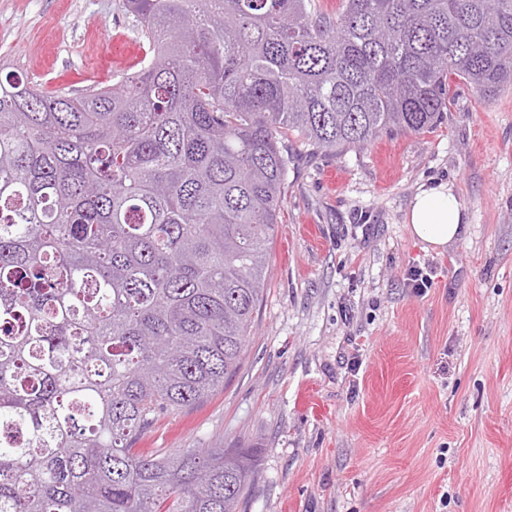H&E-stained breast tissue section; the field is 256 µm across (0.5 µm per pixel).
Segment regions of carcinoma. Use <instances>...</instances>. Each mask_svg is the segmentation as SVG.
I'll use <instances>...</instances> for the list:
<instances>
[{"mask_svg": "<svg viewBox=\"0 0 512 512\" xmlns=\"http://www.w3.org/2000/svg\"><path fill=\"white\" fill-rule=\"evenodd\" d=\"M122 0L141 68L0 77V512H239L256 448L143 455L236 372L292 161L512 82V0Z\"/></svg>", "mask_w": 512, "mask_h": 512, "instance_id": "obj_1", "label": "carcinoma"}]
</instances>
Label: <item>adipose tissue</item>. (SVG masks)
<instances>
[{
  "label": "adipose tissue",
  "mask_w": 512,
  "mask_h": 512,
  "mask_svg": "<svg viewBox=\"0 0 512 512\" xmlns=\"http://www.w3.org/2000/svg\"><path fill=\"white\" fill-rule=\"evenodd\" d=\"M413 237L436 249L461 240L467 229L466 209L452 183L435 181L419 188L405 215Z\"/></svg>",
  "instance_id": "obj_1"
}]
</instances>
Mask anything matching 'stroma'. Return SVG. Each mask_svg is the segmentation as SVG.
<instances>
[{"mask_svg":"<svg viewBox=\"0 0 512 512\" xmlns=\"http://www.w3.org/2000/svg\"><path fill=\"white\" fill-rule=\"evenodd\" d=\"M120 3L0 0V65L47 93L115 84L147 51ZM450 95L420 134L294 144L242 363L141 452L261 448L240 512H512V85ZM431 179L469 221L441 252L404 222Z\"/></svg>","mask_w":512,"mask_h":512,"instance_id":"35a3bbf8","label":"stroma"}]
</instances>
